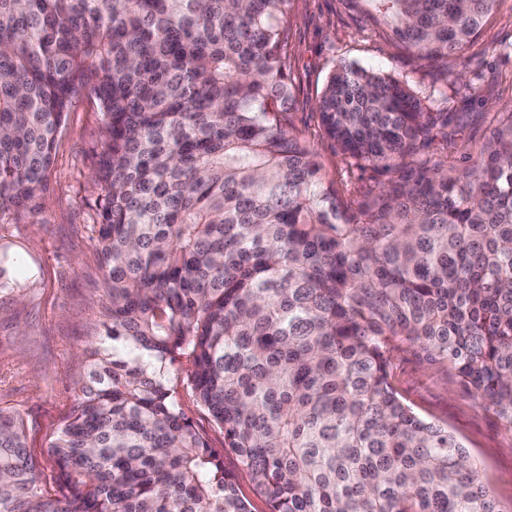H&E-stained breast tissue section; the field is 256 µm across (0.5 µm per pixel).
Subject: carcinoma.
<instances>
[{"label": "carcinoma", "mask_w": 512, "mask_h": 512, "mask_svg": "<svg viewBox=\"0 0 512 512\" xmlns=\"http://www.w3.org/2000/svg\"><path fill=\"white\" fill-rule=\"evenodd\" d=\"M294 0H0V216L41 208L58 128L98 101L91 231L106 341L47 449L0 408V512H251L182 381L268 512H512L391 381L413 346L512 430V112L472 166L399 79L333 66L320 125L389 174L355 204L290 132ZM420 59L466 51L500 0H366ZM179 400L184 412L193 419L196 428L205 434L215 448H224V433L211 420L209 414L196 403L191 392L178 387Z\"/></svg>", "instance_id": "1"}]
</instances>
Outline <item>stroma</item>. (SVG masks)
<instances>
[{"mask_svg": "<svg viewBox=\"0 0 512 512\" xmlns=\"http://www.w3.org/2000/svg\"><path fill=\"white\" fill-rule=\"evenodd\" d=\"M470 53L466 67L452 56L428 63L346 0H294L288 44L292 132L311 144L343 199L363 200L386 182L381 172L351 164L320 128L318 100L330 71L340 61H354L395 76L429 111L457 113L461 126L454 143L434 144L432 151L463 169L465 153L487 140L490 115L512 111V0H502ZM469 85L477 87V100L467 99ZM101 140L98 103L82 95L59 130L40 212L25 224L0 220V257L9 261L0 278V407L23 417L29 448L47 471L49 441L86 377L80 349L100 340L110 302L91 232L100 193L92 169ZM391 374L416 412L447 426L466 446L496 496L512 500V431L492 408L464 391L454 370L427 364L409 347L394 352Z\"/></svg>", "mask_w": 512, "mask_h": 512, "instance_id": "35a3bbf8", "label": "stroma"}]
</instances>
